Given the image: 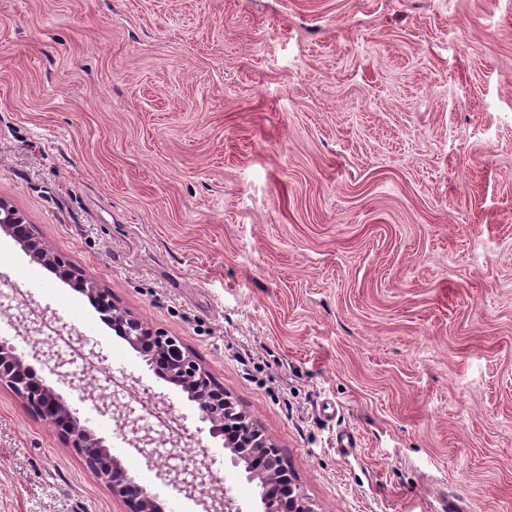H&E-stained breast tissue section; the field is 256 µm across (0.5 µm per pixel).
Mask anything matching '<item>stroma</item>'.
Segmentation results:
<instances>
[{
	"label": "stroma",
	"instance_id": "obj_1",
	"mask_svg": "<svg viewBox=\"0 0 512 512\" xmlns=\"http://www.w3.org/2000/svg\"><path fill=\"white\" fill-rule=\"evenodd\" d=\"M0 199L176 337L317 512H512V0H0ZM18 294L181 417L149 462L35 363L130 477L202 512L160 468L204 448L257 512L196 403L0 232L27 353ZM124 510L0 385V512Z\"/></svg>",
	"mask_w": 512,
	"mask_h": 512
}]
</instances>
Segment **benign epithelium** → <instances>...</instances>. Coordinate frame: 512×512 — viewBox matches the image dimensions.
Returning <instances> with one entry per match:
<instances>
[{
	"mask_svg": "<svg viewBox=\"0 0 512 512\" xmlns=\"http://www.w3.org/2000/svg\"><path fill=\"white\" fill-rule=\"evenodd\" d=\"M0 230L18 242L39 264L52 268L62 278L70 275L68 265L41 236L28 234L23 216L1 200ZM78 287L98 302L111 320L112 327L147 357L159 377L186 392L188 398L197 404L201 421L209 424L210 434L224 437V447L232 453L234 461L245 463L248 478L260 485L262 512H315L309 497L295 483L293 476L280 466L278 450L255 427L249 415L236 409L224 387L209 379V372L195 357L185 352L177 360H168V349L174 346L173 337L166 338L153 332L140 318L113 304L96 282L88 279ZM21 319L28 336L38 335L48 321L45 312L32 308L22 312ZM0 384L7 385L36 414L60 428L63 440L80 449L88 468L112 487V493L121 498L127 512H161L155 498L128 475L103 441L81 422L77 412L52 387L34 377V367L26 355L5 338L0 339ZM147 395L154 413L165 418L162 429L141 423L140 417L104 388L85 387L86 399L93 402L100 412L122 418L132 434L130 444L150 459L155 448L166 444L176 448L189 442L190 435L165 396L150 391ZM165 474L186 498L199 501L204 512H234L231 499L223 488L216 489L214 493L205 491L206 485L216 483L206 451L168 467Z\"/></svg>",
	"mask_w": 512,
	"mask_h": 512,
	"instance_id": "1",
	"label": "benign epithelium"
}]
</instances>
